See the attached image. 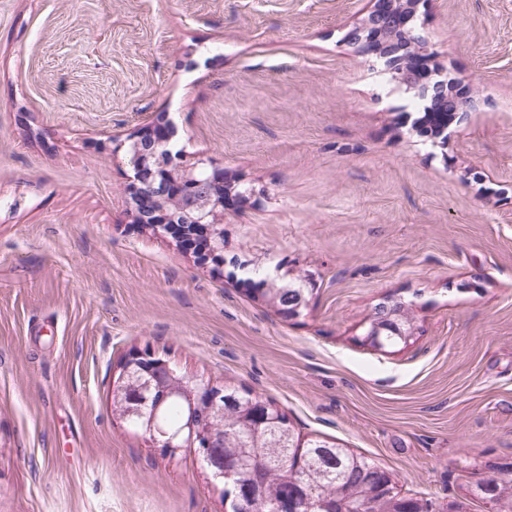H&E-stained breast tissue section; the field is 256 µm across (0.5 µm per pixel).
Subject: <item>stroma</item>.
Returning a JSON list of instances; mask_svg holds the SVG:
<instances>
[{
	"label": "stroma",
	"mask_w": 512,
	"mask_h": 512,
	"mask_svg": "<svg viewBox=\"0 0 512 512\" xmlns=\"http://www.w3.org/2000/svg\"><path fill=\"white\" fill-rule=\"evenodd\" d=\"M371 0H0V512H231L189 447L112 410L125 360L249 390L297 433L449 502L512 465V0H429L474 103L423 145L372 55ZM171 123L258 194L224 264L134 224L124 143ZM310 279L287 319L254 284ZM417 331L377 349L379 303Z\"/></svg>",
	"instance_id": "1"
}]
</instances>
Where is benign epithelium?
<instances>
[{
	"label": "benign epithelium",
	"mask_w": 512,
	"mask_h": 512,
	"mask_svg": "<svg viewBox=\"0 0 512 512\" xmlns=\"http://www.w3.org/2000/svg\"><path fill=\"white\" fill-rule=\"evenodd\" d=\"M427 0H374L368 14L346 34V39L358 46L371 44L373 55L382 62V74L387 83L405 84L415 92L411 102L414 112L431 110L437 104L464 112L471 102L469 88L457 79H448V71L429 67L432 54L426 52L425 13ZM425 145L439 147L448 140V127L432 133L417 120L411 124ZM174 127L170 124H151L141 128L126 147L127 164L132 172L129 194L153 200L173 199L180 202L186 217L179 223L165 209L154 211L155 219L138 213L136 222L158 231L201 226L207 235L205 252L198 254L202 261L216 266L224 264V243L213 242V229L224 224V194L234 189L224 177V169L201 157H191L173 144ZM277 295L290 294L292 303L281 309L285 317H297L308 305L307 280L285 279L276 274L267 280ZM170 398L182 401L185 417L176 431L165 429L158 420L164 403ZM113 407L126 419L137 415L145 434L164 453L182 447L188 439L214 477H232L244 465L236 457L224 456V434L216 431L212 419L224 416V389L204 382L184 378L178 380L167 362L150 351L131 355L113 390ZM268 424L279 422L278 411L265 404L249 401L241 406V416L255 410Z\"/></svg>",
	"instance_id": "1"
}]
</instances>
